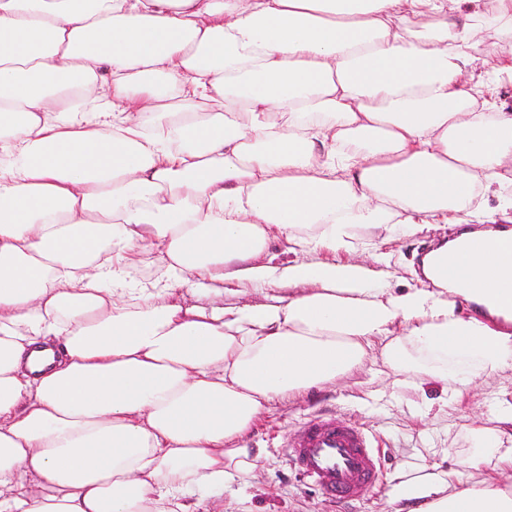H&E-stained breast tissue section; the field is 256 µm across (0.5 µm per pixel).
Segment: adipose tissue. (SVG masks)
<instances>
[{"instance_id":"ef3b65f1","label":"adipose tissue","mask_w":512,"mask_h":512,"mask_svg":"<svg viewBox=\"0 0 512 512\" xmlns=\"http://www.w3.org/2000/svg\"><path fill=\"white\" fill-rule=\"evenodd\" d=\"M488 24L512 0H0V512H210L276 400L376 354L451 402L512 369ZM447 223L392 288L382 244ZM470 429L492 473L393 512H512V400ZM512 34H503L495 27H486L474 33L471 39L472 52L481 57L493 55L500 46L511 44Z\"/></svg>"}]
</instances>
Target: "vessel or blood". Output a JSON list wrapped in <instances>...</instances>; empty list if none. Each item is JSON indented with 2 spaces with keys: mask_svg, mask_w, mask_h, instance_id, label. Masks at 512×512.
Instances as JSON below:
<instances>
[{
  "mask_svg": "<svg viewBox=\"0 0 512 512\" xmlns=\"http://www.w3.org/2000/svg\"><path fill=\"white\" fill-rule=\"evenodd\" d=\"M286 451L300 476L333 498L356 497L378 476V451L364 430L347 422L311 419Z\"/></svg>",
  "mask_w": 512,
  "mask_h": 512,
  "instance_id": "1",
  "label": "vessel or blood"
}]
</instances>
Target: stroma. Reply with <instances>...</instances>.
Instances as JSON below:
<instances>
[{"label":"stroma","mask_w":512,"mask_h":512,"mask_svg":"<svg viewBox=\"0 0 512 512\" xmlns=\"http://www.w3.org/2000/svg\"><path fill=\"white\" fill-rule=\"evenodd\" d=\"M437 235L431 229L384 243V250L394 254V287L410 283L415 254L426 251ZM500 387V382L480 379L459 402L430 410L426 402L438 399L440 384L427 385L422 396L394 387L388 369L368 363L321 392L277 401L251 438V447L263 454L251 473L225 486L224 508L226 512H392L390 500L401 475L416 474L425 466L455 470L477 453V441L465 429L464 419L484 414ZM317 415L354 422L378 444L381 473L362 495L330 500L291 468L285 442Z\"/></svg>","instance_id":"stroma-1"}]
</instances>
